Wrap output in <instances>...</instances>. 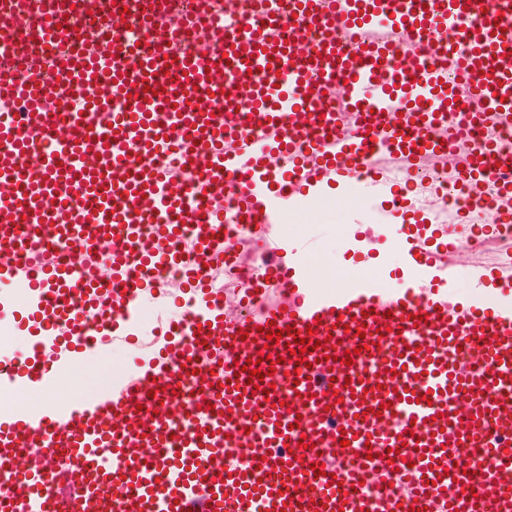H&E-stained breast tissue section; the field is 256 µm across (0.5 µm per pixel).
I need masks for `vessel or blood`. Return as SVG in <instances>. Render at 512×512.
<instances>
[{"mask_svg":"<svg viewBox=\"0 0 512 512\" xmlns=\"http://www.w3.org/2000/svg\"><path fill=\"white\" fill-rule=\"evenodd\" d=\"M51 2L0 6L22 60L0 75V283L24 289L39 337L0 388L20 375L50 386L117 341L161 354L91 403L0 423V486L28 487L0 512L60 498L57 472L22 463L42 433L46 454L67 450L84 512H512V259L463 255L465 227L449 223L439 245L402 241L397 287L327 292L309 288L279 233L325 188L354 181L382 197L392 169L412 175L436 156L471 193L492 178L512 191L491 139L445 148L463 135L460 107L487 129L512 125V0H220L203 24L202 0H156L146 55L129 36L73 43ZM229 13L257 35L229 30ZM26 70L48 84L26 86ZM245 112L255 129L241 130ZM187 222L193 238L167 251ZM230 224L267 262L261 289L287 286V305L225 317L212 272L234 273ZM161 261L182 266L191 292L176 322L150 273ZM310 325L320 345L305 363L266 343ZM365 341L381 348L371 374ZM191 379L186 431L172 407ZM360 473L371 493L356 492Z\"/></svg>","mask_w":512,"mask_h":512,"instance_id":"vessel-or-blood-1","label":"vessel or blood"}]
</instances>
